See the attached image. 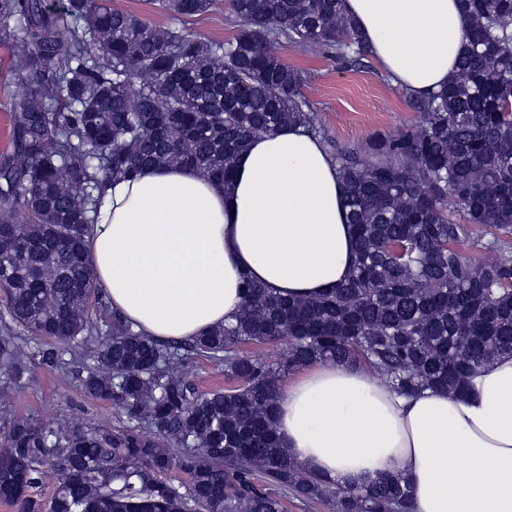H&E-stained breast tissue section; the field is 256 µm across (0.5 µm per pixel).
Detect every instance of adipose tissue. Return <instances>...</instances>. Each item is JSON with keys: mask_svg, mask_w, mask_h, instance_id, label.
Here are the masks:
<instances>
[{"mask_svg": "<svg viewBox=\"0 0 512 512\" xmlns=\"http://www.w3.org/2000/svg\"><path fill=\"white\" fill-rule=\"evenodd\" d=\"M370 55L404 89L445 85L466 48L458 0H344ZM87 239L115 312L162 340L230 321L244 279L284 297L345 283L355 240L336 167L320 141L286 126L252 140L231 189L190 167L146 168L108 185ZM279 443L329 484L401 475L414 512H512V355L462 394L403 398L361 368L307 366L280 392Z\"/></svg>", "mask_w": 512, "mask_h": 512, "instance_id": "1", "label": "adipose tissue"}]
</instances>
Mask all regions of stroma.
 <instances>
[{
	"label": "stroma",
	"mask_w": 512,
	"mask_h": 512,
	"mask_svg": "<svg viewBox=\"0 0 512 512\" xmlns=\"http://www.w3.org/2000/svg\"><path fill=\"white\" fill-rule=\"evenodd\" d=\"M179 23L187 31L215 41L232 38L238 29L227 0H219L206 16ZM281 56L302 71L303 94L332 144L361 153L375 136L393 134L422 121L421 112L410 105L405 90L394 84L374 59L353 66L335 50L289 44L284 45ZM72 358L65 375L52 364L39 361L31 377L20 384L0 380V430L13 413L43 423L74 420L87 426L103 421L124 425V418L116 415L110 404L91 398L83 387L95 357Z\"/></svg>",
	"instance_id": "35a3bbf8"
}]
</instances>
